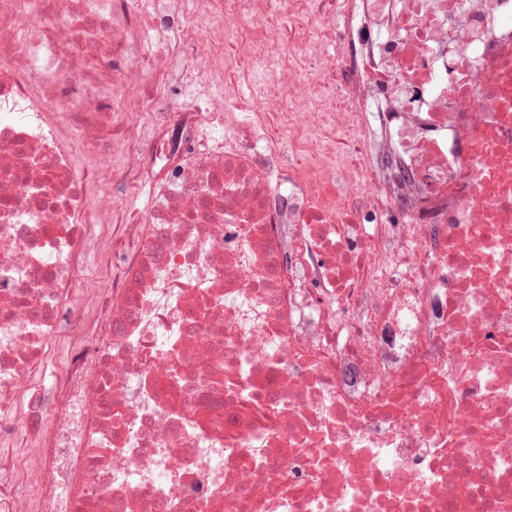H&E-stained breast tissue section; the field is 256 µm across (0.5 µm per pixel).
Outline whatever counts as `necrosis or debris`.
I'll use <instances>...</instances> for the list:
<instances>
[{"instance_id": "necrosis-or-debris-1", "label": "necrosis or debris", "mask_w": 512, "mask_h": 512, "mask_svg": "<svg viewBox=\"0 0 512 512\" xmlns=\"http://www.w3.org/2000/svg\"><path fill=\"white\" fill-rule=\"evenodd\" d=\"M3 205L0 512H512V0H0Z\"/></svg>"}]
</instances>
